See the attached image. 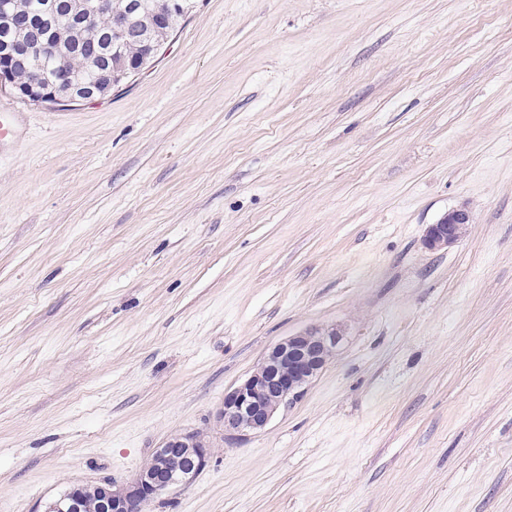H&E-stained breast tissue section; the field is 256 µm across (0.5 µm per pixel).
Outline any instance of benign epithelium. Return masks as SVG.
<instances>
[{
	"label": "benign epithelium",
	"instance_id": "7a95c632",
	"mask_svg": "<svg viewBox=\"0 0 512 512\" xmlns=\"http://www.w3.org/2000/svg\"><path fill=\"white\" fill-rule=\"evenodd\" d=\"M138 5L123 4L120 0H69L68 12L83 15L90 21L100 15L111 19L109 33L116 39L124 37L134 22ZM32 48L41 56L59 60L55 85L43 86L35 76L15 93L24 98L52 101L61 89L64 99L91 101L100 91L82 93L72 85V78L62 63L59 39L43 34L34 21H26ZM472 222L466 209L451 210L436 223L427 227L424 243L430 250L448 248L458 243ZM342 341L336 328H313L289 336L275 345L263 358L258 368L242 383L224 393L221 418L224 431L231 435H244L265 429L277 410L298 399L334 355ZM157 470H145L128 485L114 488L107 481L103 492L102 512H139L146 500L173 488L189 484L209 461L206 445L195 434H180L167 440L156 451ZM82 487L74 485L50 507V512H82Z\"/></svg>",
	"mask_w": 512,
	"mask_h": 512
}]
</instances>
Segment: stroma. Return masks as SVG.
<instances>
[{
  "label": "stroma",
  "instance_id": "stroma-1",
  "mask_svg": "<svg viewBox=\"0 0 512 512\" xmlns=\"http://www.w3.org/2000/svg\"><path fill=\"white\" fill-rule=\"evenodd\" d=\"M0 101V512L186 433L208 465L142 512H512V0H198L107 97ZM324 327L303 396L225 434ZM10 109L0 103V149L9 142H15L18 138L17 114L9 112ZM471 222V214L466 209L448 211L435 224L428 225L424 243L430 250L448 248L463 238ZM341 341L336 328H313L275 345L247 379L224 393V432L245 435L265 429L281 406L304 393Z\"/></svg>",
  "mask_w": 512,
  "mask_h": 512
}]
</instances>
